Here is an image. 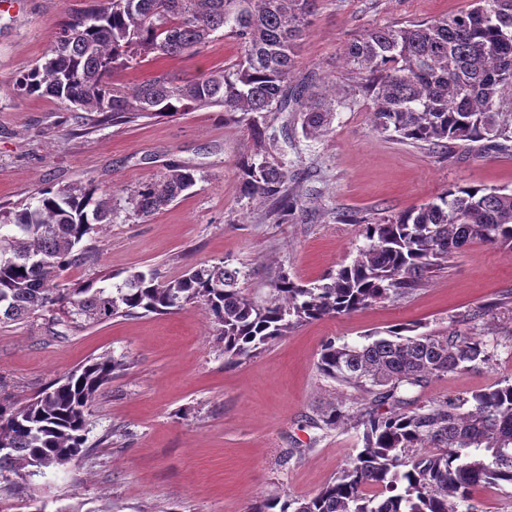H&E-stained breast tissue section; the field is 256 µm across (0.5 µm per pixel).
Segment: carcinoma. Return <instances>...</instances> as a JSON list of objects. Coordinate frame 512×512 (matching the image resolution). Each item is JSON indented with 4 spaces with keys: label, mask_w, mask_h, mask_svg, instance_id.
Returning <instances> with one entry per match:
<instances>
[{
    "label": "carcinoma",
    "mask_w": 512,
    "mask_h": 512,
    "mask_svg": "<svg viewBox=\"0 0 512 512\" xmlns=\"http://www.w3.org/2000/svg\"><path fill=\"white\" fill-rule=\"evenodd\" d=\"M316 4L83 0L60 24L42 62L19 78L17 91L96 113L99 124L215 106L238 113L254 143L240 165L241 192L274 200L277 212L288 214L297 206L285 193L288 169L258 160L268 147L256 115L291 108L302 115L306 134L329 132L339 101L335 86H287ZM227 26L242 50L234 70L217 68L196 79L163 73L127 91L114 87V77L130 62L196 51ZM342 63L372 98V124L381 134L451 149L460 141L507 139L512 132L495 108L504 89L512 90V0H474V7L450 16L370 29L345 49ZM195 184L191 170L173 164L128 204L148 216ZM116 215L112 193L87 182L42 189L34 203L0 224V324L57 309L72 324L95 325L200 308L224 356L240 358L298 323L351 315L422 286L477 239L512 250V190L468 186L364 225L366 243L351 264L319 284L278 273L261 304L238 288L242 271L223 263L192 268L174 280L134 271L115 285L60 286L61 271L92 260L86 236ZM491 359L483 337L460 329L415 335L395 325L363 342L326 341L319 370L362 394L364 407L356 410L340 398L311 424L325 431L360 428L362 447L313 495L267 498L252 512H472L463 505L477 489L512 487L511 381L422 405L409 398L417 388ZM125 367L114 357L91 358L24 401L0 397V479L27 484L73 464L84 451L93 401Z\"/></svg>",
    "instance_id": "cac0c4a2"
}]
</instances>
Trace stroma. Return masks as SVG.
I'll return each mask as SVG.
<instances>
[{
    "instance_id": "stroma-1",
    "label": "stroma",
    "mask_w": 512,
    "mask_h": 512,
    "mask_svg": "<svg viewBox=\"0 0 512 512\" xmlns=\"http://www.w3.org/2000/svg\"><path fill=\"white\" fill-rule=\"evenodd\" d=\"M81 0H15L0 15V221L45 187L88 180L110 191L118 216L85 239L92 261L61 272L60 284L121 280L149 269L164 279L220 261L243 273L244 295L261 302L278 272L301 284L349 264L378 224L452 186L512 189V141L470 142L444 153L374 130L372 101L342 65L366 30L428 21L472 0H318L296 48L293 83L332 81L343 95L330 133L303 132L295 112H269L278 139L272 164L287 163L299 209L279 220L268 202L244 197L239 165L252 151L245 123L220 107L142 117L94 129L53 98L14 89ZM237 41L218 32L199 53L146 58L118 76L124 87L161 73L182 78L233 68ZM191 169L189 194L149 217L127 196L170 165ZM396 324L463 329L494 342L491 362L416 392L417 402L512 380V252L474 241L422 287L348 316L304 322L253 355L228 362L199 310L118 317L47 336L42 319L0 325V394L31 397L86 360L127 364L97 396L88 451L30 491L0 488V512H251L273 495L314 494L361 447L360 430L329 432L310 420L335 399L362 407L358 392L317 368L331 338L360 342Z\"/></svg>"
}]
</instances>
